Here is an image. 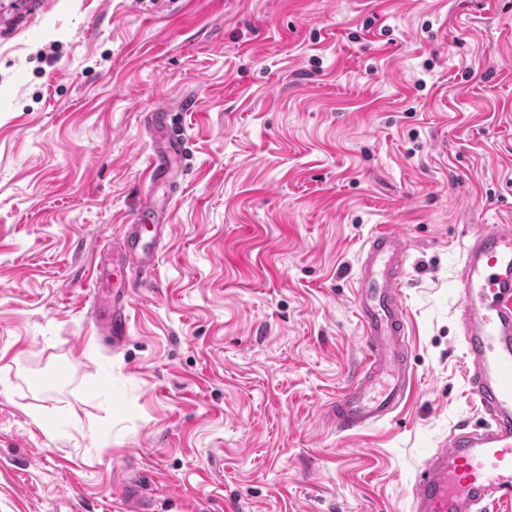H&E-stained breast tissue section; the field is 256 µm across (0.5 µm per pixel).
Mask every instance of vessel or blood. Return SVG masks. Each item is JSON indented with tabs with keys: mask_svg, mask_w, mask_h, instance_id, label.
Masks as SVG:
<instances>
[{
	"mask_svg": "<svg viewBox=\"0 0 512 512\" xmlns=\"http://www.w3.org/2000/svg\"><path fill=\"white\" fill-rule=\"evenodd\" d=\"M169 110L145 113V126L165 131L153 142L147 163L149 189L126 225L121 258L95 268V282L109 281L108 299L94 298L90 317L97 329L122 343L128 334L130 276L153 277L157 250L145 241L146 226L164 228L170 193L177 187L175 163L186 150L183 131L169 128ZM410 242L384 229L368 239L356 275L355 304L366 338L367 357L357 380L327 411L340 432H353L389 417L408 386L410 350L400 299ZM459 325L465 345L467 385L485 416L482 428L453 429L443 448L417 468L412 483L414 512H488L512 502V226L499 224L469 234L458 275Z\"/></svg>",
	"mask_w": 512,
	"mask_h": 512,
	"instance_id": "b4317fda",
	"label": "vessel or blood"
}]
</instances>
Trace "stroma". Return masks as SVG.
<instances>
[{
  "label": "stroma",
  "mask_w": 512,
  "mask_h": 512,
  "mask_svg": "<svg viewBox=\"0 0 512 512\" xmlns=\"http://www.w3.org/2000/svg\"><path fill=\"white\" fill-rule=\"evenodd\" d=\"M187 150L161 287L88 316L146 190L145 112ZM512 225V0H0V512H412L460 423L466 231ZM393 226L410 381L350 434L353 279ZM53 421L37 426L32 413ZM130 308L127 294L112 289L106 301L96 294L90 305V317L101 333L112 336V341L120 344L128 335Z\"/></svg>",
  "instance_id": "obj_1"
}]
</instances>
